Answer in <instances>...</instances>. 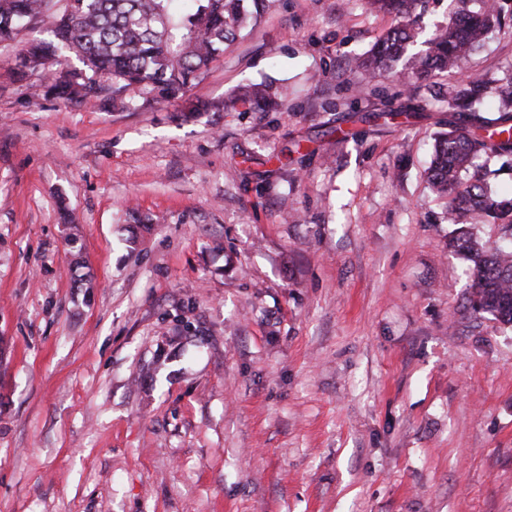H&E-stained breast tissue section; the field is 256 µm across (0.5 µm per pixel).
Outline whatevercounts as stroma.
<instances>
[{
  "label": "stroma",
  "instance_id": "stroma-1",
  "mask_svg": "<svg viewBox=\"0 0 512 512\" xmlns=\"http://www.w3.org/2000/svg\"><path fill=\"white\" fill-rule=\"evenodd\" d=\"M494 3L403 82L353 61L397 18L272 0L193 118L34 96L0 47V512H512V327L425 176L449 92L512 73ZM466 1H449L448 26L422 41L425 49L415 54L419 57L417 63L408 61L398 75L406 74L413 80L452 74L469 54L483 44L489 33L497 28L499 31L503 29L499 16L488 1H480L482 5L476 10L455 8L457 2ZM267 87L259 84L242 86L237 89L235 98L243 103L254 105L258 109H274L279 105V101L275 93L272 94L266 90Z\"/></svg>",
  "mask_w": 512,
  "mask_h": 512
}]
</instances>
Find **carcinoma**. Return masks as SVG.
<instances>
[{
	"mask_svg": "<svg viewBox=\"0 0 512 512\" xmlns=\"http://www.w3.org/2000/svg\"><path fill=\"white\" fill-rule=\"evenodd\" d=\"M450 0L448 26L422 41L417 62L402 69L410 79L449 75L495 29H503L492 5L476 10L455 8ZM269 0H0V45L17 40L24 29L45 26L48 36L27 41L14 76L23 81L41 74L43 95L79 105L110 104L125 110L137 105L182 101L195 116L222 112L224 105L188 96L209 66L224 54L248 22L256 20ZM421 0H368L371 7L395 15L410 14ZM418 42V33L404 25L388 31L363 61L372 72H390L393 63ZM73 54L78 67L64 64ZM494 92L500 116L492 133L479 115V106ZM235 98L258 109L279 105L276 94L259 84L237 89ZM454 119L435 140L427 170L431 192L447 200L448 223L456 225L449 242L469 262L475 317L492 316L512 326V198L492 191L487 162L512 156V76L494 87L472 78L448 98ZM501 220L502 243L486 246L470 230L474 217Z\"/></svg>",
	"mask_w": 512,
	"mask_h": 512,
	"instance_id": "1",
	"label": "carcinoma"
}]
</instances>
